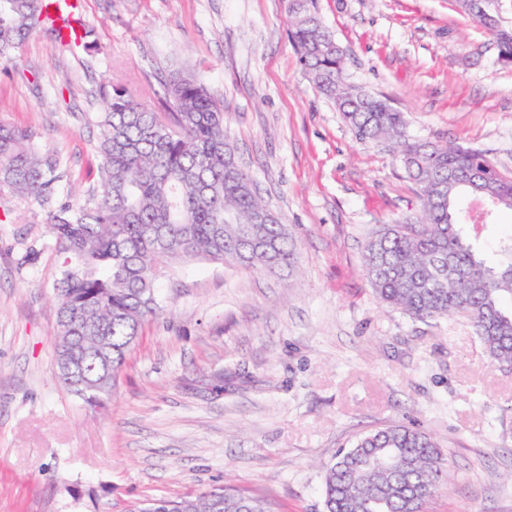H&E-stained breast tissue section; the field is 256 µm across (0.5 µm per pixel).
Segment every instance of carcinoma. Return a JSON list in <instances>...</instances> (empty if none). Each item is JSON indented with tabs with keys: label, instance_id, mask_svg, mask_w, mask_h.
I'll return each mask as SVG.
<instances>
[{
	"label": "carcinoma",
	"instance_id": "carcinoma-1",
	"mask_svg": "<svg viewBox=\"0 0 512 512\" xmlns=\"http://www.w3.org/2000/svg\"><path fill=\"white\" fill-rule=\"evenodd\" d=\"M44 0H0V59L45 22ZM289 33L319 94L333 102L356 137L398 153L417 186L421 211L372 232L362 268L376 298L424 323L466 313L490 362L512 371V239L490 263L466 231L462 198L512 211V177L480 152L452 141H412L391 102L344 79L343 50L328 47L316 0H288ZM498 59L512 63V34L496 35ZM154 112L122 86L100 113L99 191L50 213L60 259L53 288L57 333L53 373L110 374L116 388L140 328L160 308L157 277L170 263L207 259L245 269L288 268L296 245L256 190L224 136V107L196 74L175 71L156 92ZM31 131L0 124V190L49 202L56 160L33 147ZM448 483L429 433L393 423L360 437L327 468L325 512H425ZM127 512H274L247 489L213 487L196 496L153 499Z\"/></svg>",
	"mask_w": 512,
	"mask_h": 512
}]
</instances>
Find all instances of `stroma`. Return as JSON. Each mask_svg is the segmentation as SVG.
I'll return each instance as SVG.
<instances>
[{"instance_id":"stroma-1","label":"stroma","mask_w":512,"mask_h":512,"mask_svg":"<svg viewBox=\"0 0 512 512\" xmlns=\"http://www.w3.org/2000/svg\"><path fill=\"white\" fill-rule=\"evenodd\" d=\"M345 76L512 175V64L456 0H317ZM89 47L46 34L0 60V124L57 160L49 203L0 192V512H124L147 497L248 488L323 512L338 451L396 421L431 433L451 472L427 512H512V372L465 316L434 325L379 304L369 233L420 207L390 149L359 141L307 77L287 0H84ZM202 75L224 133L297 245L290 269L176 262L156 281L114 394L52 372L58 260L49 214L98 187L96 114L123 83L152 110L169 72Z\"/></svg>"}]
</instances>
